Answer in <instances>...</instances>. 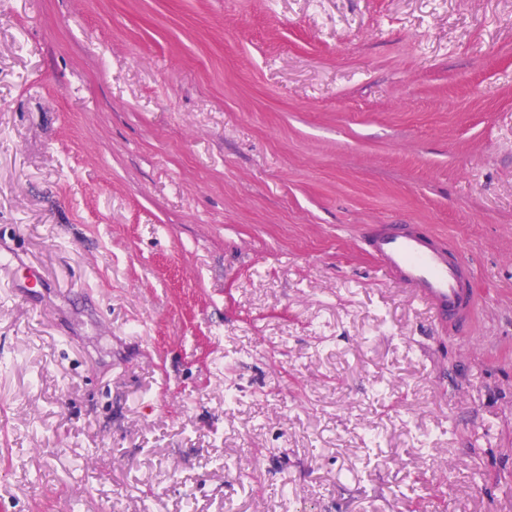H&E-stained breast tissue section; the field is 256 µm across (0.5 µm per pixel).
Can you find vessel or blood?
<instances>
[{"label":"vessel or blood","mask_w":512,"mask_h":512,"mask_svg":"<svg viewBox=\"0 0 512 512\" xmlns=\"http://www.w3.org/2000/svg\"><path fill=\"white\" fill-rule=\"evenodd\" d=\"M363 244L385 275L429 310L435 329L469 331L478 299L466 287L469 264L452 257V245L434 243L427 231L408 224L371 227Z\"/></svg>","instance_id":"obj_1"}]
</instances>
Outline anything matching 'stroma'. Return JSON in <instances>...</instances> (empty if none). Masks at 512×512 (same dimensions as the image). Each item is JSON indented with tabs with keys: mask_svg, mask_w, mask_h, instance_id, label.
I'll return each mask as SVG.
<instances>
[{
	"mask_svg": "<svg viewBox=\"0 0 512 512\" xmlns=\"http://www.w3.org/2000/svg\"><path fill=\"white\" fill-rule=\"evenodd\" d=\"M474 263L468 336L362 250ZM512 512V0H0V512Z\"/></svg>",
	"mask_w": 512,
	"mask_h": 512,
	"instance_id": "35a3bbf8",
	"label": "stroma"
}]
</instances>
